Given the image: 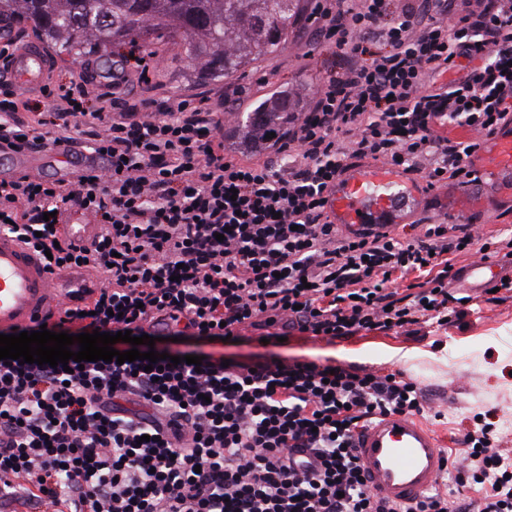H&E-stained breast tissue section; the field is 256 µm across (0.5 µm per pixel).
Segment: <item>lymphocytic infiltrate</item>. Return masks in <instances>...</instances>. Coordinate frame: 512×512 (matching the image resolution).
<instances>
[{"instance_id": "obj_1", "label": "lymphocytic infiltrate", "mask_w": 512, "mask_h": 512, "mask_svg": "<svg viewBox=\"0 0 512 512\" xmlns=\"http://www.w3.org/2000/svg\"><path fill=\"white\" fill-rule=\"evenodd\" d=\"M317 0L321 37L340 75L288 125L274 153L224 147L223 96L128 105L141 49L112 69L44 87L49 112L8 93L0 148L22 152L86 130L101 165L72 180H0V234L50 250L47 272L84 268L102 286L40 328L222 340L245 325L342 338L464 316L448 289L465 256L512 260V232L480 239L468 224H426L413 237L380 224L340 231L327 195L345 158L422 175L428 190L479 183L473 141L435 134L454 123L493 133L512 117V0ZM460 70L459 78L437 83ZM70 206L100 226L76 243L58 217ZM423 410L417 383L310 361L255 364L205 357L70 362L0 359V502L44 512H512V465L481 423L452 460L459 485L490 483L470 506L432 493L413 505L369 490L355 436L367 422Z\"/></svg>"}]
</instances>
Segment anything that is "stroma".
I'll list each match as a JSON object with an SVG mask.
<instances>
[{
	"label": "stroma",
	"instance_id": "35a3bbf8",
	"mask_svg": "<svg viewBox=\"0 0 512 512\" xmlns=\"http://www.w3.org/2000/svg\"><path fill=\"white\" fill-rule=\"evenodd\" d=\"M149 50L153 54L149 73L144 78L130 74L125 90L128 100H136L147 90L158 98L219 93L233 83L247 90L243 110L284 89L292 111L299 113L309 111L316 92L338 70L336 47L323 42L311 23L290 33L276 55L248 64L244 73L229 82H197L190 60L172 43L157 40ZM49 56L51 84H69L81 73L94 76L97 87L110 83L109 72L97 55L75 61L53 50ZM468 294L465 316L446 326L427 322L406 329L363 330L332 340L297 333L276 346L259 342L258 330L249 327L233 342L188 336L168 342L167 347L240 361L305 358L383 373L399 371L419 384L424 397L420 419L436 433L449 458L465 456L463 438L474 428L478 415L493 423L497 448L512 457V292H501L494 301L479 288L469 289Z\"/></svg>",
	"mask_w": 512,
	"mask_h": 512
}]
</instances>
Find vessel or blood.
<instances>
[{"mask_svg":"<svg viewBox=\"0 0 512 512\" xmlns=\"http://www.w3.org/2000/svg\"><path fill=\"white\" fill-rule=\"evenodd\" d=\"M18 85L34 88L45 80L49 63L40 46L20 47L0 60ZM70 144L23 153V168L38 170L51 162L61 172L84 159ZM469 163L480 177L479 186L448 184L438 193L413 185L398 168L371 165L348 169L328 195L327 210L333 223H405L409 208L448 211L462 221L512 203V121L503 122L483 137ZM492 260H475L459 273L468 288L487 287L497 275ZM80 281L65 272L44 271L39 258L12 238L0 235V331L29 324L33 318L71 302ZM358 464L370 490L391 501L410 505L430 493L446 471V455L435 433L413 417L391 415L366 428L356 443Z\"/></svg>","mask_w":512,"mask_h":512,"instance_id":"vessel-or-blood-1","label":"vessel or blood"}]
</instances>
